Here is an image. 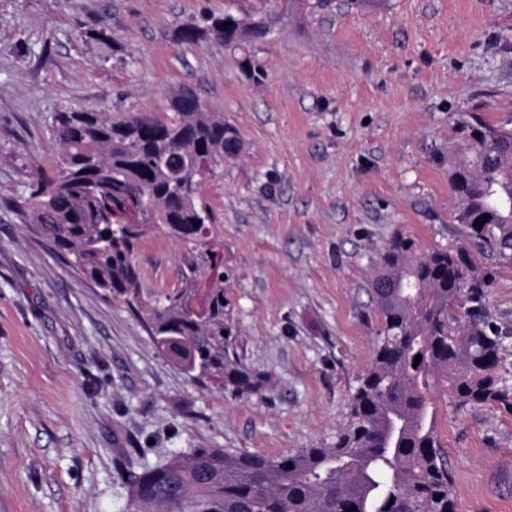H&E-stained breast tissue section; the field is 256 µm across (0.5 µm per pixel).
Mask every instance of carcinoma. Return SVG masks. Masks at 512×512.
Here are the masks:
<instances>
[{
    "instance_id": "1",
    "label": "carcinoma",
    "mask_w": 512,
    "mask_h": 512,
    "mask_svg": "<svg viewBox=\"0 0 512 512\" xmlns=\"http://www.w3.org/2000/svg\"><path fill=\"white\" fill-rule=\"evenodd\" d=\"M237 19L226 10L182 26L179 39L242 48ZM170 110L126 119L95 109L57 113L55 173L21 208L86 279L133 306L173 365L250 396L266 380L235 352L224 249L201 193L237 155L238 136L191 93L177 95ZM454 133V221L473 245L512 263V130L469 112ZM150 234L179 244L181 279L145 295L134 255ZM484 284L465 247L418 255L412 240L393 239L370 280L381 328L335 442L278 458L200 448L130 470L134 512H458L434 394L460 408H512L496 373L509 334L481 320Z\"/></svg>"
}]
</instances>
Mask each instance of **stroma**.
I'll return each mask as SVG.
<instances>
[{
  "instance_id": "35a3bbf8",
  "label": "stroma",
  "mask_w": 512,
  "mask_h": 512,
  "mask_svg": "<svg viewBox=\"0 0 512 512\" xmlns=\"http://www.w3.org/2000/svg\"><path fill=\"white\" fill-rule=\"evenodd\" d=\"M227 5L0 0V512H133L125 473L141 464L330 446L371 360L383 250L398 234L421 254L466 240L448 145L459 113L512 122V0H238L274 17L250 48L259 82L240 50L177 40ZM185 87L241 140L202 194L237 353L269 380L249 397L188 379L19 210L54 173L55 113L163 116ZM178 252L139 244L143 288L178 286ZM475 260L512 389V264ZM438 421L460 512H512V411L442 396Z\"/></svg>"
}]
</instances>
